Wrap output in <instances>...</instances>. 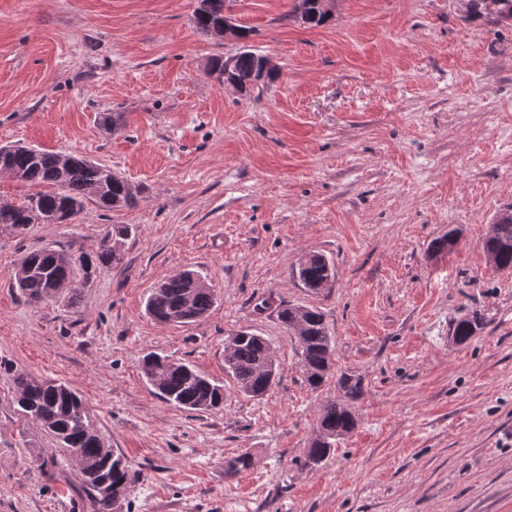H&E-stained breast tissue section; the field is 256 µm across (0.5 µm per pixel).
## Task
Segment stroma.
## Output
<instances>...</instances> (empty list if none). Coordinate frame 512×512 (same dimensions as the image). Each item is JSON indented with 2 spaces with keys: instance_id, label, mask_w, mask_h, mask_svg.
<instances>
[{
  "instance_id": "obj_1",
  "label": "stroma",
  "mask_w": 512,
  "mask_h": 512,
  "mask_svg": "<svg viewBox=\"0 0 512 512\" xmlns=\"http://www.w3.org/2000/svg\"><path fill=\"white\" fill-rule=\"evenodd\" d=\"M291 2L229 0L278 73L244 96L209 72L239 45L195 29L197 0H0V146L77 153L140 190L132 208L0 225V512H90L55 439L19 414L9 368L83 396L129 466L130 512H512V269L480 247L512 206V27L467 20L462 0H335L307 28ZM120 224L121 262L76 293L14 288L29 252L91 253ZM451 228L454 250L433 256ZM314 253L335 275L319 294L293 277ZM181 270L215 302L158 324L146 299ZM286 305L324 314L335 375L320 388ZM473 310L485 328L454 342ZM240 330L277 355L264 397L224 369ZM151 352L223 386V406L164 402ZM350 371L356 428L305 468ZM245 452L251 467L226 473Z\"/></svg>"
}]
</instances>
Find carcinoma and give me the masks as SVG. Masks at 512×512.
<instances>
[{"label":"carcinoma","mask_w":512,"mask_h":512,"mask_svg":"<svg viewBox=\"0 0 512 512\" xmlns=\"http://www.w3.org/2000/svg\"><path fill=\"white\" fill-rule=\"evenodd\" d=\"M226 0H198L191 22L202 33L210 34L224 18ZM466 17L472 21L512 23V0H465ZM234 76L241 82L253 81L260 69L263 55L247 49L236 53ZM21 173V181L45 187L27 196L19 204L0 206V224L24 229L30 224H59L69 216L80 214L87 203L104 210L130 207L136 203L138 190L129 186L122 176L112 177V169L83 157L71 155L64 160L60 154L34 150L8 151L0 154V168ZM483 251L499 269H512V206L502 210L490 233L482 240ZM121 261L118 247L102 244L95 255L73 254L54 246H46L28 253L14 274L16 288L32 302L57 296V287L89 280L93 268L105 269ZM330 263L321 254H313L301 271L300 282L312 293L323 288L330 276ZM197 272H176L158 284L151 292L146 309L158 322L183 315L192 322L205 315L214 304V295L208 288H198L194 282ZM304 327L297 339L307 382L317 388L332 371L331 336L322 312L306 308ZM485 325L484 317L474 311L461 318L452 333L464 343L479 333ZM271 346L264 337L244 330L234 340L224 358L227 373L236 381L239 390L247 396H264L274 385L264 369ZM151 362L144 363V372L158 376L156 390L167 403L190 412L207 411L224 401V388L190 365L174 366L170 359L150 354ZM19 413L39 424L59 443L68 457L78 453L82 468L78 478L82 491L90 503L91 512H110L106 497L119 492L126 497L132 482L128 465L123 458L105 447L95 429L80 394L63 383H55L28 376L11 374ZM344 398L354 402L364 394L362 378L349 373L338 377ZM357 419L342 403L327 402L322 411L320 438L308 449L304 465L315 467L329 456L337 440L351 433Z\"/></svg>","instance_id":"carcinoma-1"}]
</instances>
